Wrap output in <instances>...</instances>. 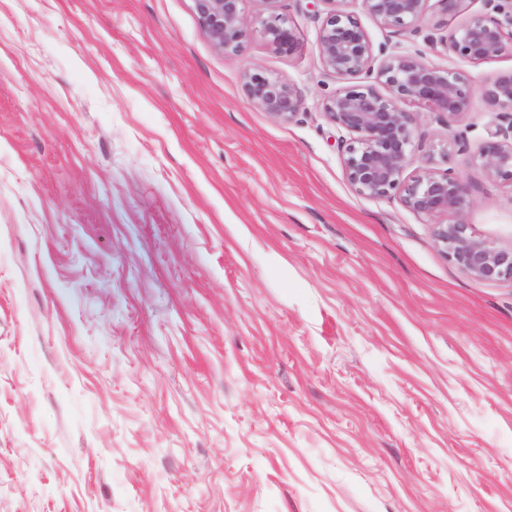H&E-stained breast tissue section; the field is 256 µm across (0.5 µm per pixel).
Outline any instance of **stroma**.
<instances>
[{"label":"stroma","mask_w":512,"mask_h":512,"mask_svg":"<svg viewBox=\"0 0 512 512\" xmlns=\"http://www.w3.org/2000/svg\"><path fill=\"white\" fill-rule=\"evenodd\" d=\"M314 2L279 4L292 54L228 57L193 0H0V512H512V282L350 187ZM350 8L473 85L512 72L440 43L463 15L391 35ZM253 68L302 112L256 109ZM404 109L414 166L512 245L475 159L494 108ZM247 97L259 110L278 120H290L302 112V96L287 78L261 69L243 73Z\"/></svg>","instance_id":"35a3bbf8"}]
</instances>
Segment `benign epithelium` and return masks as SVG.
Instances as JSON below:
<instances>
[{
  "label": "benign epithelium",
  "instance_id": "obj_1",
  "mask_svg": "<svg viewBox=\"0 0 512 512\" xmlns=\"http://www.w3.org/2000/svg\"><path fill=\"white\" fill-rule=\"evenodd\" d=\"M202 30L211 46L226 56L239 54L255 31L280 54H291L300 43L297 28L279 12L280 0H258L255 30L244 17L246 0H193ZM325 5L318 33L319 57L325 71L351 85L325 98L322 110L351 138L343 145L344 176L366 198L392 195L418 216L434 221L442 251L465 275L485 282L512 281V246L482 238L472 225L458 219L471 200L459 174L442 172L429 157L422 168L410 170L415 128L406 102L422 103L446 118L448 127L466 114L470 99L481 95L500 114L502 125L478 149L482 168L493 179L512 184V72L480 87L461 72L425 61V53L388 52L375 47L351 0H321ZM431 0H361L363 10L391 34L416 33ZM493 13H475L447 31L442 42L470 62L495 59L512 52V11L494 0H483ZM247 97L259 110L278 120L302 111V96L287 78L261 69L243 73ZM452 215L454 221L439 222Z\"/></svg>",
  "mask_w": 512,
  "mask_h": 512
}]
</instances>
